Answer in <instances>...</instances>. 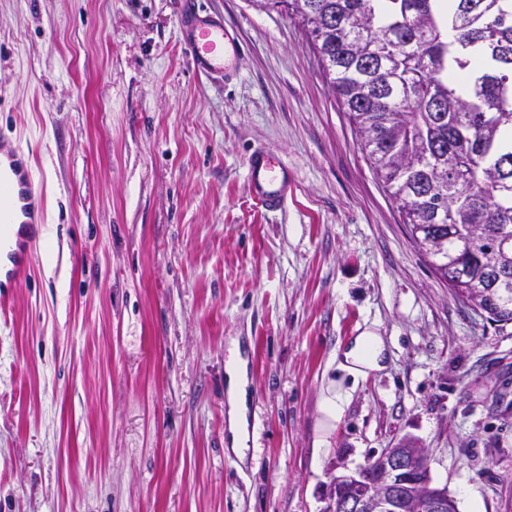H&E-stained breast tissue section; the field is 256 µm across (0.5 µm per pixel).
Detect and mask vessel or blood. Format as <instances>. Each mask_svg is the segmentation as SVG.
Here are the masks:
<instances>
[{
	"label": "vessel or blood",
	"instance_id": "vessel-or-blood-1",
	"mask_svg": "<svg viewBox=\"0 0 512 512\" xmlns=\"http://www.w3.org/2000/svg\"><path fill=\"white\" fill-rule=\"evenodd\" d=\"M182 41L194 69L207 76H225L240 45L223 22L201 13L196 0H183ZM252 194L267 210L281 208L291 183L287 168L269 154H252L248 164ZM44 198L29 156L0 146V311L13 299L33 270L32 244L42 233Z\"/></svg>",
	"mask_w": 512,
	"mask_h": 512
}]
</instances>
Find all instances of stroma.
<instances>
[{"label": "stroma", "instance_id": "stroma-1", "mask_svg": "<svg viewBox=\"0 0 512 512\" xmlns=\"http://www.w3.org/2000/svg\"><path fill=\"white\" fill-rule=\"evenodd\" d=\"M198 4L240 42L220 82L181 0H0V135L46 193L0 316V512H324L336 463L407 439L458 512H512V324L434 274L298 20ZM256 150L288 169L274 213ZM365 332L386 361L356 377ZM248 184L252 194L270 211L284 205L291 187L288 169L267 153H253L249 158ZM234 361L228 365L226 375L228 450L242 458L248 440L247 371L240 357L238 345Z\"/></svg>", "mask_w": 512, "mask_h": 512}]
</instances>
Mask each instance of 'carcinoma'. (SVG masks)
Returning a JSON list of instances; mask_svg holds the SVG:
<instances>
[{
  "mask_svg": "<svg viewBox=\"0 0 512 512\" xmlns=\"http://www.w3.org/2000/svg\"><path fill=\"white\" fill-rule=\"evenodd\" d=\"M251 0L306 29L435 275L512 323V0Z\"/></svg>",
  "mask_w": 512,
  "mask_h": 512,
  "instance_id": "carcinoma-1",
  "label": "carcinoma"
}]
</instances>
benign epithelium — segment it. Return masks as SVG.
<instances>
[{"label":"benign epithelium","instance_id":"1","mask_svg":"<svg viewBox=\"0 0 512 512\" xmlns=\"http://www.w3.org/2000/svg\"><path fill=\"white\" fill-rule=\"evenodd\" d=\"M453 506L448 488L432 483L428 450L401 444L331 475L325 512H451Z\"/></svg>","mask_w":512,"mask_h":512}]
</instances>
